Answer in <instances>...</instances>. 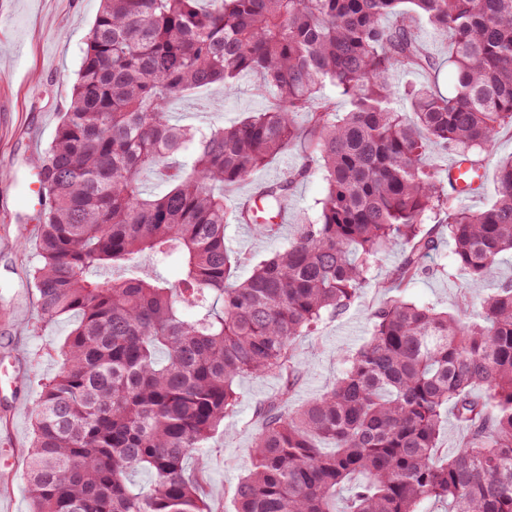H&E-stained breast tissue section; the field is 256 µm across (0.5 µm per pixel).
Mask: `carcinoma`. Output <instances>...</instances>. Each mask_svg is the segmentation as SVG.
Listing matches in <instances>:
<instances>
[{"label": "carcinoma", "instance_id": "cac0c4a2", "mask_svg": "<svg viewBox=\"0 0 512 512\" xmlns=\"http://www.w3.org/2000/svg\"><path fill=\"white\" fill-rule=\"evenodd\" d=\"M416 15L448 39L452 96L433 81L393 87L396 72L440 66ZM247 75L271 95L263 112L197 126L169 111ZM327 85L344 114L320 98ZM506 125L512 0H103L38 163L33 295L42 320L72 328L34 409L31 512H213L186 462L235 414L237 379L266 374L283 387L261 409L236 512H420L428 500L512 512V283L485 288L512 251V157L478 210L466 204L476 190L430 162L446 153L480 167ZM293 150L302 164L265 184L263 201L286 206L315 175L319 215L239 279L224 227L280 230L232 197ZM429 222L446 227L477 321L402 296L437 248ZM396 245L390 296L342 377L286 409L302 372L296 340L347 311ZM171 259L174 280L145 270ZM101 268L118 275L92 278ZM450 410L464 435L440 457ZM138 471L147 485L131 483Z\"/></svg>", "mask_w": 512, "mask_h": 512}]
</instances>
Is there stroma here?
Wrapping results in <instances>:
<instances>
[{"instance_id": "35a3bbf8", "label": "stroma", "mask_w": 512, "mask_h": 512, "mask_svg": "<svg viewBox=\"0 0 512 512\" xmlns=\"http://www.w3.org/2000/svg\"><path fill=\"white\" fill-rule=\"evenodd\" d=\"M100 0H0V458L9 463L0 473V498L13 512H29L24 469L32 438V409L45 383L58 371L67 320L44 322L37 315L30 281L34 248H22L35 236L25 222L35 204L28 193L36 179L33 167L53 140L66 111L86 40L99 12ZM269 99L252 80L239 82L232 94L211 87L203 96L175 100L171 112L190 123L221 119L234 122L267 109ZM439 248L424 259L426 273L406 290L408 300L456 313L467 298L463 276L449 269V248L441 227H432ZM227 244L241 256L239 277L287 235L258 239L249 227L230 224ZM402 247L387 252L365 288L346 313L324 320L310 336L300 337L297 351L304 363L293 395L301 403L330 388L344 365L340 352L365 337L368 318L384 300L380 282L401 261ZM282 388L280 377L246 376L237 382L240 403L227 420L228 434H216L203 450L204 463L189 459L186 468L198 481L214 512H231L233 490L248 472L260 428V407Z\"/></svg>"}]
</instances>
